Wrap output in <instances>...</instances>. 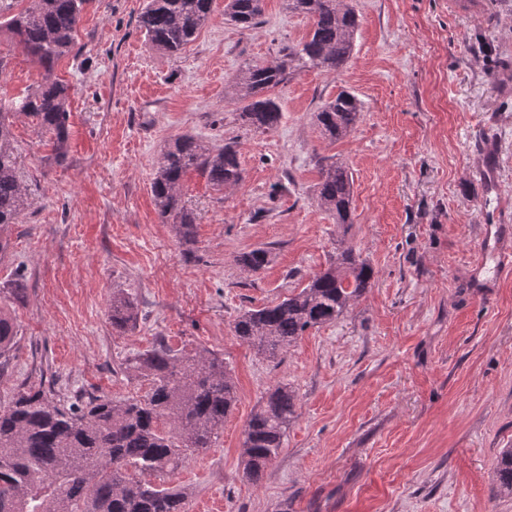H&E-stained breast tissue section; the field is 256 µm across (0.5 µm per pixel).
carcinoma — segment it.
Here are the masks:
<instances>
[{"label":"carcinoma","instance_id":"carcinoma-1","mask_svg":"<svg viewBox=\"0 0 512 512\" xmlns=\"http://www.w3.org/2000/svg\"><path fill=\"white\" fill-rule=\"evenodd\" d=\"M90 0H32L6 21L9 32L45 71L73 49L78 23ZM212 0H147L139 27L150 46L175 55L208 21ZM289 11L308 16L305 40L282 49L273 65L249 64L228 83L225 96L253 131L277 127L283 111L276 89L310 68L337 72L355 47L358 15L345 0H286ZM264 0H227L225 19L243 31L258 24ZM70 86L45 79L28 95L0 111V231L20 223L26 189L19 179L10 117L33 118L48 135L55 159L68 148ZM361 112L358 98L339 92L314 113L331 141L346 137ZM316 197L336 216L351 223L354 179L349 169L320 159ZM206 174L217 189L242 180L237 150L231 143L213 150L191 135L177 138L158 163L151 192L160 216L188 238L195 217L181 198L190 169ZM237 263L258 272L268 251L254 248ZM374 281V269L352 247L313 275L298 293L273 305L244 311L234 322L235 336L260 356L274 360L311 328L336 322ZM138 321L134 302L112 294V327L124 330ZM18 327L0 306V369L8 366ZM127 368L148 382L136 400L96 397L68 401L45 388L19 387L0 409V512H187V497L177 489L144 478L177 469L191 454L213 445L236 396L224 359L209 350L181 355L167 345L127 360ZM297 394L279 383L269 389L247 422L242 445L243 475L261 479L284 448L295 418ZM497 492L512 496V448L496 465Z\"/></svg>","mask_w":512,"mask_h":512}]
</instances>
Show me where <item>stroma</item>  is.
<instances>
[{"mask_svg": "<svg viewBox=\"0 0 512 512\" xmlns=\"http://www.w3.org/2000/svg\"><path fill=\"white\" fill-rule=\"evenodd\" d=\"M350 0L359 15L344 68H312L277 89L283 118L248 130L225 99L248 63H273L309 19L265 0L250 31L208 22L175 56L146 44V0H90L53 75L71 87L69 139L56 161L31 118L14 119L30 205L9 225L0 289L24 272L9 310L19 330L0 371V407L19 384L63 398L138 399L125 363L158 343L223 356L237 402L213 448L153 481L188 512H512L497 459L512 448V276L475 269L485 225H512V0ZM0 103L45 73L0 30ZM347 90L361 102L345 138L314 115ZM191 134L237 141L243 180L214 188L189 171L190 240L151 194L161 152ZM353 173L352 221L316 198L320 158ZM263 246L265 269L235 261ZM354 247L375 280L335 323L309 329L276 361L233 332L244 310L280 302ZM136 327L112 328V294ZM279 383L298 395L285 447L260 481L243 478L245 425Z\"/></svg>", "mask_w": 512, "mask_h": 512, "instance_id": "1", "label": "stroma"}]
</instances>
